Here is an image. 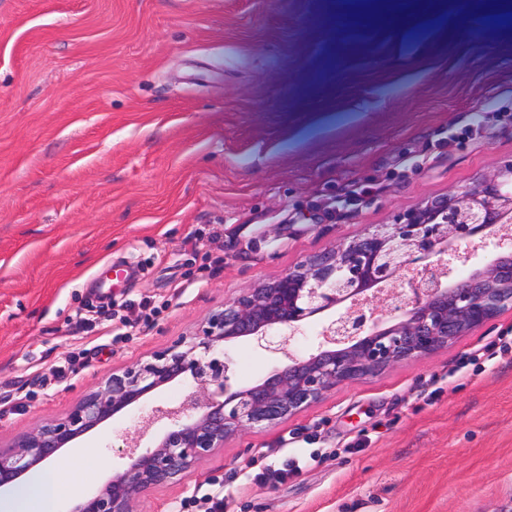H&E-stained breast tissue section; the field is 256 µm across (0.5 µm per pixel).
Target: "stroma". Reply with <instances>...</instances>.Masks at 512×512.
Instances as JSON below:
<instances>
[{
    "label": "stroma",
    "instance_id": "1",
    "mask_svg": "<svg viewBox=\"0 0 512 512\" xmlns=\"http://www.w3.org/2000/svg\"><path fill=\"white\" fill-rule=\"evenodd\" d=\"M439 3L376 37L326 0H0L1 446L225 302L512 163V28ZM478 118L484 137L463 136ZM506 336L512 311L337 385L137 510L205 512L218 486L225 512H512ZM70 356L65 380L37 381ZM137 415L57 455L84 453L81 493L122 467ZM294 454L295 474L262 479ZM383 181L384 179L377 177L373 181L353 183L349 185L339 201L342 202V206L357 205L365 196L381 189Z\"/></svg>",
    "mask_w": 512,
    "mask_h": 512
}]
</instances>
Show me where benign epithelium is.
<instances>
[{"label": "benign epithelium", "mask_w": 512, "mask_h": 512, "mask_svg": "<svg viewBox=\"0 0 512 512\" xmlns=\"http://www.w3.org/2000/svg\"><path fill=\"white\" fill-rule=\"evenodd\" d=\"M512 163L489 183L381 224L345 247L224 303L191 339L98 382L63 417L0 448V489L76 438L190 373L172 407L155 406L136 440L119 449L123 468L68 512H136L137 502L181 478L248 426L285 418L332 388L429 356L512 309ZM470 267L464 277L461 267ZM336 310L297 354L303 321ZM252 340L282 361L250 386L232 389L228 345ZM163 435L139 453L157 423Z\"/></svg>", "instance_id": "7a95c632"}]
</instances>
